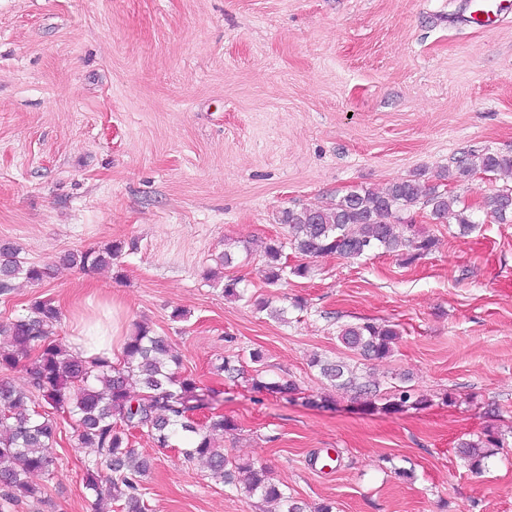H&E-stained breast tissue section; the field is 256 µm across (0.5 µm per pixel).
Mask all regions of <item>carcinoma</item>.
<instances>
[{"instance_id": "1", "label": "carcinoma", "mask_w": 512, "mask_h": 512, "mask_svg": "<svg viewBox=\"0 0 512 512\" xmlns=\"http://www.w3.org/2000/svg\"><path fill=\"white\" fill-rule=\"evenodd\" d=\"M512 172V155L474 153L459 167V174ZM432 183L423 172L396 180L382 190H351L329 207L285 208L277 223L288 226V243L270 240L265 247V280L275 284L290 273L304 278L310 267L304 263L292 268L282 260L285 245L308 258L337 255L357 260L377 249L392 253L411 264L430 253L437 245L435 236L414 230L402 221L400 213L424 204L432 224L454 220L465 230L477 221L469 208H455L457 198L444 189L448 174ZM483 210L497 224H512V188L488 196ZM125 248L113 241L100 248L64 255L63 262L83 270L96 271L112 264ZM49 265L21 260L19 249L0 244V292L14 288L22 278L39 284L51 277ZM60 321V309L46 298H37L25 314L0 323V373L28 361V388L20 389L0 378V499L11 502L35 498L38 488L30 483L34 473H49L56 465L53 446L58 431L50 411L69 417L81 446L97 449L87 468L89 486L98 500L122 502L124 512H145L142 482L150 468L146 459L131 448L129 436L138 432L151 438L158 447H170L180 436L181 455L188 462L203 459L212 478L264 501H274L279 512H307L306 507L279 486L268 481L267 468L257 460L237 463L216 446L214 435L236 430L235 422L221 413L198 418L204 409L203 388L194 376L181 370V360L170 342L144 325H139L124 342L121 360L114 363L101 353L83 358L52 339ZM400 332L394 324L364 322L348 325L338 333L347 350L369 360H382L393 352ZM311 364L338 390L370 394V383L358 368L344 361H328L318 356ZM140 392L130 395V380ZM253 390L276 394L297 391L290 380L268 382L255 379ZM491 436L463 440L458 453L475 472L482 469Z\"/></svg>"}]
</instances>
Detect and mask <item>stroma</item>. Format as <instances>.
Returning a JSON list of instances; mask_svg holds the SVG:
<instances>
[{
  "mask_svg": "<svg viewBox=\"0 0 512 512\" xmlns=\"http://www.w3.org/2000/svg\"><path fill=\"white\" fill-rule=\"evenodd\" d=\"M470 12V0H0V242L54 268L0 294V322L41 296L66 346L83 322L119 321L124 337L148 324L237 423L225 454L262 460L309 507L512 512V224L479 210L512 178L449 181L478 223L468 234L414 208L438 243L411 264L291 251L307 277L270 286L262 273L266 242L288 238L282 209L512 154V14L484 28ZM113 241L136 249L93 272L60 261ZM227 250L233 266L206 279ZM234 277L285 319L225 298ZM366 321L398 326L391 357L341 345L342 327ZM237 354L232 377L221 366ZM316 355L374 374L380 396L331 388ZM400 377L421 406L385 409ZM255 378L298 391L258 393ZM59 427L53 476L30 477L41 498L0 512H120L97 507L95 454ZM488 430L502 445L476 474L457 443ZM130 441L153 462L148 512H274L202 462Z\"/></svg>",
  "mask_w": 512,
  "mask_h": 512,
  "instance_id": "stroma-1",
  "label": "stroma"
}]
</instances>
